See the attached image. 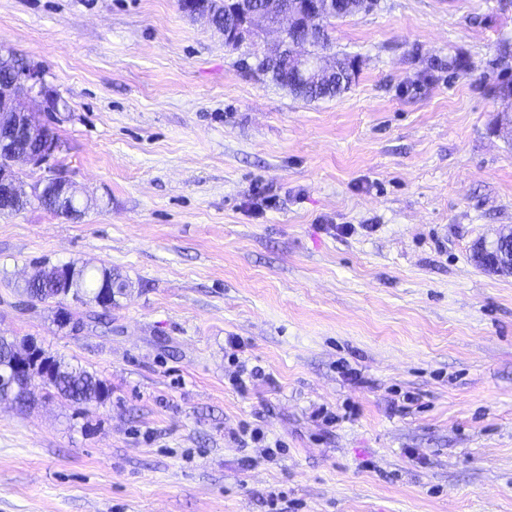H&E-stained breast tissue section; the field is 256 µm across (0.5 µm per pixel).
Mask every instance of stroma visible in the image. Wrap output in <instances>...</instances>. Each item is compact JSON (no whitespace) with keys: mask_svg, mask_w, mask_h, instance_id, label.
I'll list each match as a JSON object with an SVG mask.
<instances>
[{"mask_svg":"<svg viewBox=\"0 0 512 512\" xmlns=\"http://www.w3.org/2000/svg\"><path fill=\"white\" fill-rule=\"evenodd\" d=\"M330 36L357 74L305 101L177 0H0L93 201L0 216V335L112 387L0 403V512H512V275L472 259L512 227V0H378ZM69 262L127 279L110 325L21 307Z\"/></svg>","mask_w":512,"mask_h":512,"instance_id":"1","label":"stroma"}]
</instances>
